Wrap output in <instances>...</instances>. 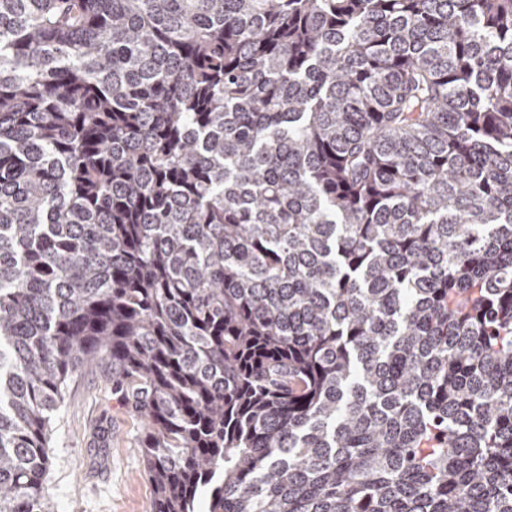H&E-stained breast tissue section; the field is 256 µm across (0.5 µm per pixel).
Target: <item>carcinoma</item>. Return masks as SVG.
<instances>
[{"mask_svg":"<svg viewBox=\"0 0 512 512\" xmlns=\"http://www.w3.org/2000/svg\"><path fill=\"white\" fill-rule=\"evenodd\" d=\"M86 368L150 512H512V0H0V512Z\"/></svg>","mask_w":512,"mask_h":512,"instance_id":"obj_1","label":"carcinoma"}]
</instances>
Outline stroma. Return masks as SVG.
Masks as SVG:
<instances>
[{
  "mask_svg": "<svg viewBox=\"0 0 512 512\" xmlns=\"http://www.w3.org/2000/svg\"><path fill=\"white\" fill-rule=\"evenodd\" d=\"M141 423L97 371L76 377L53 426L48 493L55 512H149Z\"/></svg>",
  "mask_w": 512,
  "mask_h": 512,
  "instance_id": "1",
  "label": "stroma"
}]
</instances>
